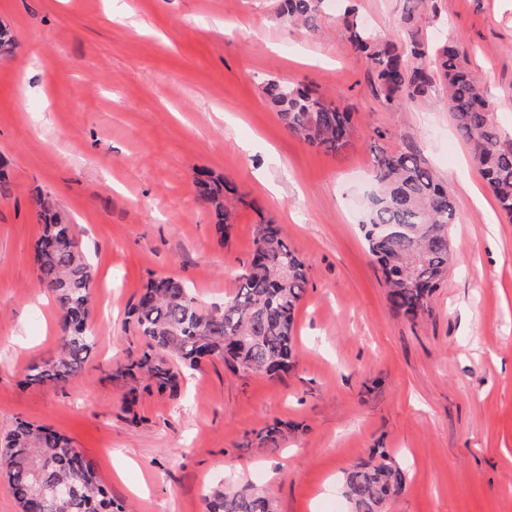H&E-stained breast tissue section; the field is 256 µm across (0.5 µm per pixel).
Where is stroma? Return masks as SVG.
Listing matches in <instances>:
<instances>
[{
    "instance_id": "obj_1",
    "label": "stroma",
    "mask_w": 512,
    "mask_h": 512,
    "mask_svg": "<svg viewBox=\"0 0 512 512\" xmlns=\"http://www.w3.org/2000/svg\"><path fill=\"white\" fill-rule=\"evenodd\" d=\"M427 2L420 37L464 46L512 137V0ZM350 5L404 38L407 0H323L307 34L282 23L278 0H0L16 40L0 54V434L24 420L67 436L130 512H204L206 488L230 478L275 512H350L344 471L374 448L405 475L383 512H512V223L475 202L490 191L443 86L399 109L373 93L336 26ZM271 78L350 108V145L328 153L290 135L263 93ZM381 150L420 154L458 215L456 263L413 321L392 310L359 224ZM204 171L244 197L228 237L196 202ZM39 192L95 274L98 346L63 385L23 383L60 343L30 262ZM263 218L308 266L295 367L271 379L208 362L178 396L143 388L127 407L133 382L114 371L147 349L126 317L149 275L223 303ZM275 422L272 447L260 433Z\"/></svg>"
}]
</instances>
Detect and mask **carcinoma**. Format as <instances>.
Instances as JSON below:
<instances>
[{"mask_svg":"<svg viewBox=\"0 0 512 512\" xmlns=\"http://www.w3.org/2000/svg\"><path fill=\"white\" fill-rule=\"evenodd\" d=\"M321 0H280L283 22L315 30ZM343 14L349 39L367 66L376 95L395 106L423 101L432 88L448 89V112L458 135L490 188L501 214L512 219V139L494 121V106L464 64L455 41L434 51L414 31L417 17H402L405 40L382 38ZM270 104L289 134L304 143L336 152L349 144L352 112L327 102L306 86L277 78L264 85ZM375 186L360 224L371 255L388 288L393 310L417 318L448 272V225L456 207L425 161L413 152L382 150L374 156ZM234 189L201 174L197 202L215 214L221 232L230 224ZM42 230L33 245L38 284L53 296L62 331L58 355L27 367L25 383L65 384L75 377L96 347L89 331L94 270L73 225L56 212L49 197H33ZM308 283V267L286 241L281 225H256L254 248L224 303L202 309L190 288L169 276H151L128 315L148 350L118 366L130 379L143 374L161 392L175 395L183 372L204 360H221L234 373L276 377L294 366L296 316ZM0 473L6 478L19 512H124L103 487L94 462L64 435L45 426L18 422L0 441ZM344 493L353 512H382L402 491L404 473L384 451L344 472ZM205 512H273L271 498L253 488L214 486L204 497Z\"/></svg>","mask_w":512,"mask_h":512,"instance_id":"obj_1","label":"carcinoma"}]
</instances>
